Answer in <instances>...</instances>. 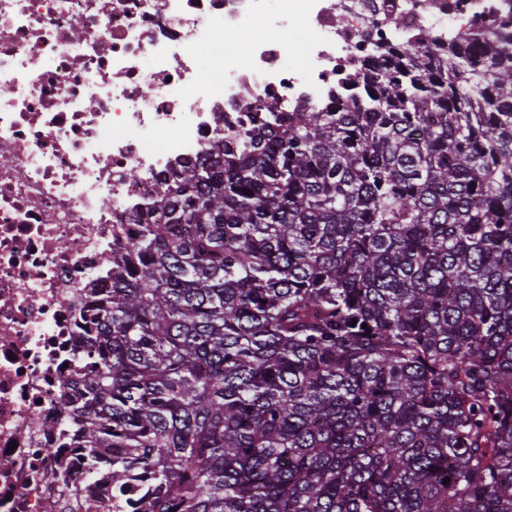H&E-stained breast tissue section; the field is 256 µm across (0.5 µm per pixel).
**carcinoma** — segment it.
Here are the masks:
<instances>
[{"mask_svg":"<svg viewBox=\"0 0 512 512\" xmlns=\"http://www.w3.org/2000/svg\"><path fill=\"white\" fill-rule=\"evenodd\" d=\"M419 42L213 141L87 289L130 512H512V31Z\"/></svg>","mask_w":512,"mask_h":512,"instance_id":"1","label":"carcinoma"}]
</instances>
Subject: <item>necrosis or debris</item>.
<instances>
[{"mask_svg": "<svg viewBox=\"0 0 512 512\" xmlns=\"http://www.w3.org/2000/svg\"><path fill=\"white\" fill-rule=\"evenodd\" d=\"M503 0H0V512H122L71 425L93 369L85 291L165 181L269 108ZM240 51H219L220 35Z\"/></svg>", "mask_w": 512, "mask_h": 512, "instance_id": "4bbe7bcc", "label": "necrosis or debris"}]
</instances>
